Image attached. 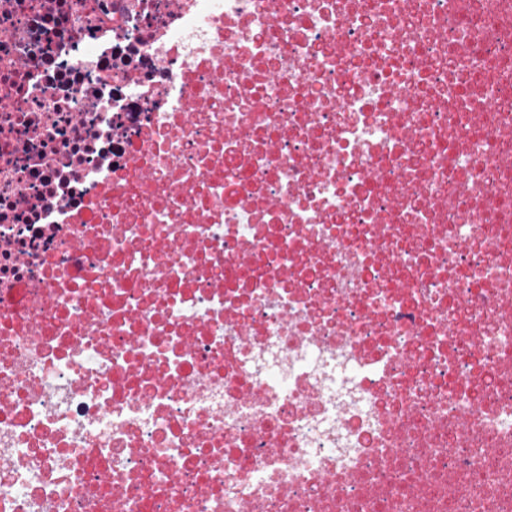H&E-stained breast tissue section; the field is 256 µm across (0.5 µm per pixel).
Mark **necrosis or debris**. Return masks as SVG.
Listing matches in <instances>:
<instances>
[{
	"label": "necrosis or debris",
	"mask_w": 512,
	"mask_h": 512,
	"mask_svg": "<svg viewBox=\"0 0 512 512\" xmlns=\"http://www.w3.org/2000/svg\"><path fill=\"white\" fill-rule=\"evenodd\" d=\"M0 512H512V0H0Z\"/></svg>",
	"instance_id": "1"
}]
</instances>
